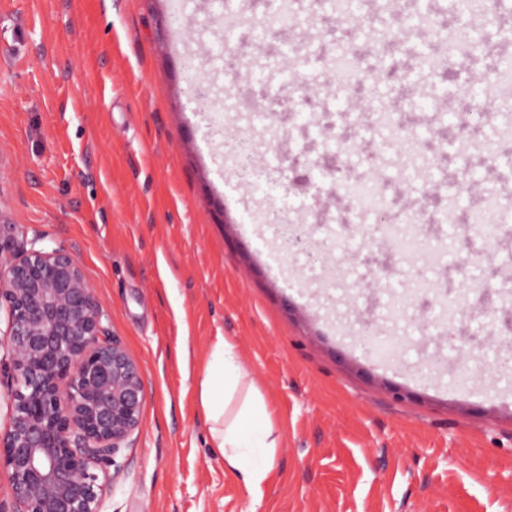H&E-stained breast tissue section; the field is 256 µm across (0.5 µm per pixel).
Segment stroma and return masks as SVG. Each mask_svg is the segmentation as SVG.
<instances>
[{"instance_id": "35a3bbf8", "label": "stroma", "mask_w": 512, "mask_h": 512, "mask_svg": "<svg viewBox=\"0 0 512 512\" xmlns=\"http://www.w3.org/2000/svg\"><path fill=\"white\" fill-rule=\"evenodd\" d=\"M267 16L263 0H0V248L38 237L73 254L143 377L141 425L116 457L104 512H512V324L499 312L512 237L490 246L459 233L481 195L512 207V140L494 134L512 112L472 121L482 149L459 155L469 96L377 81L375 98L331 100L362 119L336 122L323 146L317 129L242 102L262 82L251 52L284 43L300 61L272 92L284 104L301 90L323 97L340 22L313 2L287 33L267 23L254 38ZM497 29L485 24L486 52L447 69L493 79ZM196 83L224 115L222 136L195 109ZM380 106L419 140L415 161L373 126ZM241 137L272 182L239 177L228 145ZM309 142L343 161L319 179L326 192L379 158L391 224L404 226L412 198L427 229L438 200L460 194L429 241L434 258L385 251L374 219L346 208L319 224V201L292 178ZM273 206L326 242L318 261L283 251L264 222ZM463 292L486 309L465 339L440 325L444 297ZM395 298L406 319L392 317ZM367 325L396 341L393 363L355 348ZM220 336L283 437L257 491L208 442L198 384Z\"/></svg>"}]
</instances>
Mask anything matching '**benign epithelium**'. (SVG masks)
Masks as SVG:
<instances>
[{
	"mask_svg": "<svg viewBox=\"0 0 512 512\" xmlns=\"http://www.w3.org/2000/svg\"><path fill=\"white\" fill-rule=\"evenodd\" d=\"M268 224L289 252L314 261L308 232ZM0 251V306L8 329L0 349L10 362L3 393L8 425L0 433V470L12 512H103L110 482L102 466L139 428L144 382L138 364L106 326L109 315L74 256L39 245Z\"/></svg>",
	"mask_w": 512,
	"mask_h": 512,
	"instance_id": "benign-epithelium-1",
	"label": "benign epithelium"
}]
</instances>
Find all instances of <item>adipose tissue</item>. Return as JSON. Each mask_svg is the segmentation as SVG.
<instances>
[{
  "label": "adipose tissue",
  "instance_id": "ef3b65f1",
  "mask_svg": "<svg viewBox=\"0 0 512 512\" xmlns=\"http://www.w3.org/2000/svg\"><path fill=\"white\" fill-rule=\"evenodd\" d=\"M245 377L234 344L218 338L202 367L199 398L211 445L219 449L225 468L257 488L266 481L282 440L264 396Z\"/></svg>",
  "mask_w": 512,
  "mask_h": 512
}]
</instances>
